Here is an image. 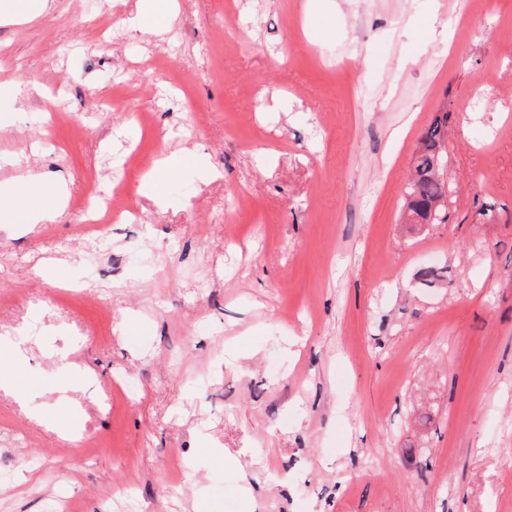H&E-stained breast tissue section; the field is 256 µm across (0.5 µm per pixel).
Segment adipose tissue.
Instances as JSON below:
<instances>
[{"mask_svg": "<svg viewBox=\"0 0 512 512\" xmlns=\"http://www.w3.org/2000/svg\"><path fill=\"white\" fill-rule=\"evenodd\" d=\"M70 196L67 182L30 175L0 183V228H32L51 222Z\"/></svg>", "mask_w": 512, "mask_h": 512, "instance_id": "ef3b65f1", "label": "adipose tissue"}]
</instances>
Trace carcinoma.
Wrapping results in <instances>:
<instances>
[{"label":"carcinoma","instance_id":"carcinoma-1","mask_svg":"<svg viewBox=\"0 0 512 512\" xmlns=\"http://www.w3.org/2000/svg\"><path fill=\"white\" fill-rule=\"evenodd\" d=\"M444 124L435 121L427 128L420 142V151L414 160V173L408 187L407 209L422 224L439 220L441 207L434 200L444 195L443 171Z\"/></svg>","mask_w":512,"mask_h":512}]
</instances>
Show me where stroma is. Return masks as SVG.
<instances>
[{
    "mask_svg": "<svg viewBox=\"0 0 512 512\" xmlns=\"http://www.w3.org/2000/svg\"><path fill=\"white\" fill-rule=\"evenodd\" d=\"M150 2L0 23V154L71 183L0 230V512H512V0ZM444 125L435 121L427 128L420 142L419 154L414 160V173L408 187L407 209L420 224H433L440 220L443 208H432L434 200L444 195V181L440 179L443 171ZM440 206V207H439ZM175 166H194L207 172L204 158L194 149L185 148L181 154L165 161L164 168L156 174L148 177L144 189L153 195L160 203H167L168 197L165 186V173ZM123 195L124 186L117 184L112 190L111 197L105 199L98 207V211L105 210V213L109 217V222H112V220L131 222L135 219L136 215L134 211L129 208L127 203L122 201L124 198Z\"/></svg>",
    "mask_w": 512,
    "mask_h": 512,
    "instance_id": "stroma-1",
    "label": "stroma"
}]
</instances>
